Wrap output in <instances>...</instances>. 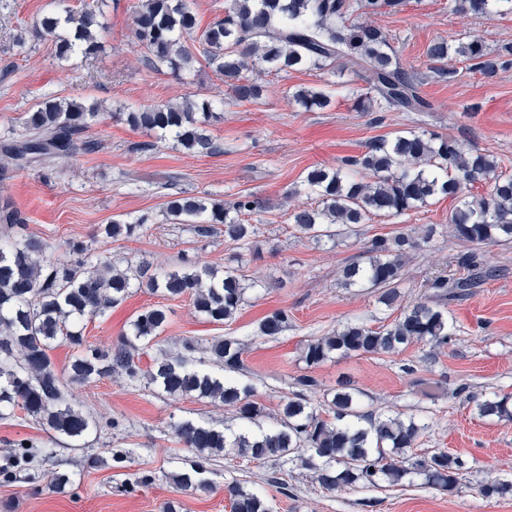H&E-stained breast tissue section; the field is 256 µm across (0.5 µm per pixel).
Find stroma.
Returning a JSON list of instances; mask_svg holds the SVG:
<instances>
[{"label": "stroma", "instance_id": "obj_1", "mask_svg": "<svg viewBox=\"0 0 512 512\" xmlns=\"http://www.w3.org/2000/svg\"><path fill=\"white\" fill-rule=\"evenodd\" d=\"M52 0H0V138L20 133L25 112L44 94L101 103L105 117L88 131L95 152L9 171L0 178V202L22 215L21 225L0 236H37L64 248L69 240L91 245L95 255L119 266L147 262L167 271L194 266L223 268L235 259L245 281L257 288L229 325L212 323L195 312L189 298L170 299L145 288L131 289L106 316L85 319L87 344L107 349L116 344L135 316L158 304L170 310L169 323L151 346L139 349L141 368H149L158 349L182 341L206 343L219 336L248 342L240 382L252 384L267 413H275L299 376L320 383L314 402L324 400L342 380L363 392L364 404L415 414L431 428L415 447L423 454L442 448L466 460L470 471L456 493L419 486L359 491H322L305 470L290 469L288 487L268 482L269 465L247 460L207 462V490H179L169 473L191 471L198 458L176 437L172 422L190 420L217 427L234 424L233 412L194 396L171 397L157 388L115 374L84 385H67L68 399L97 422L80 444L57 438L41 423L16 410L0 419V468L17 441L29 438L51 447L52 457L36 456L27 469L0 481V512H231L226 487L240 482L267 498L273 512H512V497L487 498L479 486L487 476L512 478V421L478 418L467 398L512 394V244L488 247L496 277L482 282L464 299L448 306L452 334L447 347L432 350L414 343L397 355L362 354L308 366L306 346L316 336L358 318L369 326L390 323L396 310L377 301L376 292L348 291L337 283L340 269L360 259L377 235L413 234L432 224L437 232L428 247L411 252L399 285L404 302L424 296L429 279L458 274L460 254L473 244L455 238L448 215L455 202L435 198L402 217H373L358 235L315 243L289 220L293 207L307 204L299 188L311 167H336L359 155L379 138L415 128L489 149L502 169L512 172V64L486 80L469 61L451 56L456 75H436L426 56L428 45L447 40L455 46L481 38L490 51L512 46V13L485 18L453 12L451 0H404L396 10L375 16L393 53L432 104L429 112H364L357 105L367 84L352 73L302 70L261 75L260 100H230L223 79L198 65L190 82L148 68L134 44L131 11L138 0H103L102 48L88 59L58 60L51 43L31 37L24 50L12 43L27 33ZM323 89L331 97L325 109L304 110L292 93ZM195 92L223 103L224 117L209 126L218 153L194 156L172 141L133 130L112 118L116 104L161 105ZM195 194L217 201L247 196L260 203L247 214L260 233L240 246L220 237L197 235L191 225L167 221L171 198ZM145 218L128 238L112 240L99 232L115 219ZM287 310V331L276 339L258 334L268 313ZM69 475L64 490L52 485L54 473ZM151 483H141V476Z\"/></svg>", "mask_w": 512, "mask_h": 512}]
</instances>
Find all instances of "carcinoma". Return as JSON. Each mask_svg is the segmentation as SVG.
Instances as JSON below:
<instances>
[{"label": "carcinoma", "instance_id": "carcinoma-1", "mask_svg": "<svg viewBox=\"0 0 512 512\" xmlns=\"http://www.w3.org/2000/svg\"><path fill=\"white\" fill-rule=\"evenodd\" d=\"M403 0H224V17L201 35L188 39L196 29L190 0H141L133 10L134 43L149 52L146 64L167 70L181 79L204 61L224 79L238 102L261 97L263 86L247 71L288 72L299 69H333L362 73L373 95L361 102L365 112H429L432 105L420 93L414 77L401 67L385 32L362 19L401 6ZM461 13L487 17L512 13V0H454ZM104 26L92 9L65 14L48 12L33 27L34 37L53 44L56 56L91 58L101 47ZM473 62L487 79L506 66L502 55H493L482 40L473 38L452 48L445 40L432 42L426 55L438 72L448 78L455 71L443 66L451 55ZM293 99L307 109L329 105L322 90L301 88ZM216 104L196 93L180 103L119 106L112 115L129 126L170 139L194 155H212L218 146L207 134L217 118ZM102 115L97 102L46 98L24 114L23 132L0 142L4 164L0 172L44 166L73 159L95 150L85 138L92 122ZM490 182L481 196L464 193L467 185ZM304 191L316 206L295 208L290 219L297 230L316 242L338 240L359 232L371 216L401 217L438 196L458 198L448 215V225L462 241L494 246L512 243V174L499 171L494 154L486 148L467 146L455 138L408 129L391 138H379L366 150L337 169L314 168L304 181ZM258 207L247 197L214 201L180 196L167 202L166 215L174 224H192L201 236L224 235V240L247 245L258 228L243 216ZM24 223L19 211L0 205V224L11 228ZM145 219L134 223L114 220L105 225L107 238L130 237ZM436 234L429 225L412 237L376 236L370 240L365 260L344 267L342 288H373L378 301L393 308L401 298L397 283L404 257L428 244ZM74 260L53 256L41 238H0V418L21 407L46 429L71 441L82 440L97 422L67 400L63 374L55 368L50 351L64 343L74 355L67 368L72 383H86L122 371L131 380L146 379L170 395H195L219 401L234 410L237 428L229 430L192 421L173 424L176 435L198 457L208 460L224 455L242 457L273 468L286 464L312 474L322 490L378 488L400 485L415 477L422 484L450 494L468 473L466 461L445 450L426 455L414 452L417 439L429 423L391 410L363 409V394L341 382L324 404L315 405L310 394L319 381L303 375L296 391L280 403L279 418L263 427L264 407L255 400V388L231 378H217L197 366L198 344L188 341L183 350L164 354L143 370L137 365L134 346L127 339L108 350L86 344L79 323L103 317L121 303L133 286L161 291L171 298L187 296L197 312L217 323L233 320L245 302L246 288L232 267L150 272L147 264L121 271L112 262H95L91 248L82 241L69 243ZM458 266L469 271L463 278L437 276L428 283L433 294L404 307L388 325L376 328L362 321L342 325L333 333L311 341L305 350L308 366L334 357L400 353L412 343L433 349L448 345L446 306L468 296L471 288L494 276L496 268L483 253L466 252ZM288 311L274 310L258 324V333L275 338L288 327ZM168 322V310L155 305L141 311L130 324V335L150 343ZM244 347L235 337L213 339L205 347L207 359L228 372L243 369ZM482 418L512 420V396L497 394L473 400ZM50 448L23 441L16 443L13 465L23 467ZM201 464L189 472L171 475L181 489L204 488L198 478ZM231 512H272L269 502L256 492L231 483L227 486ZM483 496L512 494V480L489 478L481 485Z\"/></svg>", "mask_w": 512, "mask_h": 512}]
</instances>
